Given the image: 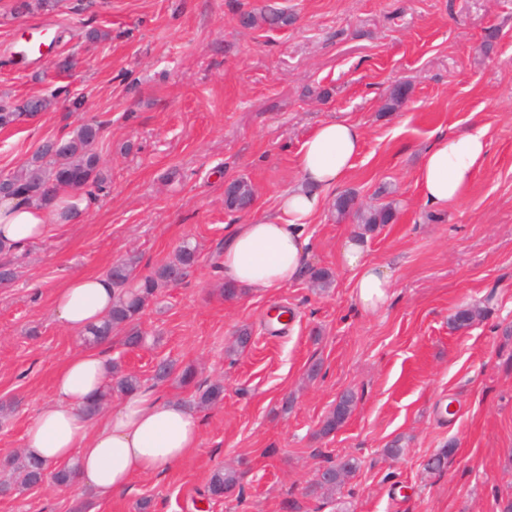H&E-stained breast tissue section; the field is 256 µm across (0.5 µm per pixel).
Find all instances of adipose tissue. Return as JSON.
<instances>
[{"label":"adipose tissue","mask_w":512,"mask_h":512,"mask_svg":"<svg viewBox=\"0 0 512 512\" xmlns=\"http://www.w3.org/2000/svg\"><path fill=\"white\" fill-rule=\"evenodd\" d=\"M487 132L438 136L421 155L416 184L424 205L444 208L465 194L488 149ZM363 148L361 127L346 118L322 122L301 144L298 182L281 194L272 212L234 225L224 238L219 264L226 287L268 295L302 276L309 255L306 224L320 216L327 194L347 178ZM56 214L22 196L0 200V251L23 253L45 238ZM340 265L350 274L361 310L385 307L393 276L389 266L368 256L367 238L348 233ZM111 281L99 275L67 280L54 295L56 319L83 332L112 309ZM112 378V360L98 349L74 352L56 371L54 399L27 425V454L49 464L74 462L77 481L99 499L128 490L140 475L163 471L194 453L202 420L184 401L146 387L118 398L110 412L92 422L84 407Z\"/></svg>","instance_id":"adipose-tissue-1"}]
</instances>
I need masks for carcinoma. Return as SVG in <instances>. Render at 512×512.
I'll use <instances>...</instances> for the list:
<instances>
[{
    "instance_id": "obj_1",
    "label": "carcinoma",
    "mask_w": 512,
    "mask_h": 512,
    "mask_svg": "<svg viewBox=\"0 0 512 512\" xmlns=\"http://www.w3.org/2000/svg\"><path fill=\"white\" fill-rule=\"evenodd\" d=\"M57 0H18L16 11L52 10ZM293 18L285 11L268 5L259 14L248 13L242 17L247 25H268L283 28L290 25ZM410 87L406 83L394 85L387 96L384 108L395 109L408 98ZM43 110L47 102L41 98L21 102L0 100V128H7L32 116L35 111L32 105ZM102 132V125L97 122L80 124L69 139L47 140L18 169L0 178V189L12 196H26L40 205L50 208L62 190H70L89 196L99 190L107 182L100 167V156L95 150ZM255 198L253 187L244 179L232 181L229 190L224 194V204L230 211L242 212L244 207L253 203ZM333 208L340 216L354 214L365 230L372 231L377 226L391 223L395 218V207L390 203L363 209L357 206L356 197L351 192H344L336 197ZM198 261L197 246L187 241L179 248L174 259L160 265L151 275L135 280L134 271L139 264V256L130 254L124 261L112 267L109 277L116 296L111 313L97 326L89 329L84 342L91 344L107 343L116 329L126 330L125 344L138 347L144 341L140 328V319L146 306L156 298L160 285L181 281ZM137 286L130 287L131 281ZM113 385L102 394L111 398L112 391L121 394L132 393L141 388L139 378L126 372L122 366L112 363ZM198 404L207 407L224 399V385L220 382L205 387H197ZM354 407V397L343 394L336 408L326 417L322 425V433L327 435L341 426ZM46 464L30 455L19 453L0 459V469L9 470L16 476L20 487L29 489L47 479L58 487L72 489L75 487L76 469L62 464L55 469L45 471ZM327 469L329 478L312 484L309 492L329 495L336 492L345 480L358 470V462L354 457L340 458L329 462ZM239 484L234 471L217 470L211 476L206 493L208 498L220 500L231 495Z\"/></svg>"
}]
</instances>
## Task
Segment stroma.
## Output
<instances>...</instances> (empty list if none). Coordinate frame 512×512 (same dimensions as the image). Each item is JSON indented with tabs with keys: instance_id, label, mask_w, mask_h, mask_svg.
Masks as SVG:
<instances>
[{
	"instance_id": "stroma-1",
	"label": "stroma",
	"mask_w": 512,
	"mask_h": 512,
	"mask_svg": "<svg viewBox=\"0 0 512 512\" xmlns=\"http://www.w3.org/2000/svg\"><path fill=\"white\" fill-rule=\"evenodd\" d=\"M13 2L0 0V99L50 105L0 130V174L97 120L108 180L0 284V402L15 405L0 418V458L21 451L26 424L53 400L54 372L84 346L52 314L56 289L132 252L138 276L151 274L189 240L199 261L145 310V345L127 348L116 333L108 353L146 385L159 360L192 366L199 382H223L224 399L202 410L193 455L112 499L87 498L86 512H141L145 500L148 512H502L512 501V0H277L293 18L280 30L240 23L266 0H63L23 14ZM93 29L107 40L87 41ZM44 34V56L13 54ZM400 82L408 100L384 110ZM331 118L364 133L343 190L397 210L368 235L370 258L394 273L387 306L358 307L338 260L354 220L331 208L306 229L308 264L331 274V288L303 276L270 296L224 299L225 234L273 209L299 178L301 143ZM475 126L489 147L471 190L424 207L420 155ZM236 178L255 191L245 213L224 205ZM281 306L288 329L275 333L268 316ZM473 308L480 317L454 328ZM243 328L251 340L233 349ZM346 390L354 411L322 435ZM443 448L444 469L426 471ZM344 456L360 467L334 498L308 495L324 458ZM219 468L239 485L210 501ZM77 499L48 483L0 495V512H73Z\"/></svg>"
}]
</instances>
